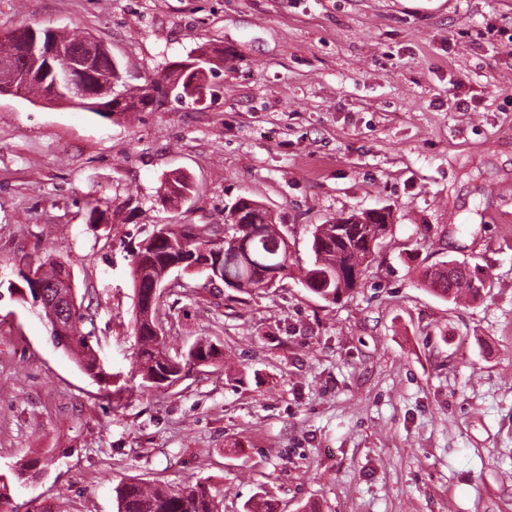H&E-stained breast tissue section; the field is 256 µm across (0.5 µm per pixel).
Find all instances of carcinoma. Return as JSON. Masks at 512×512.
I'll use <instances>...</instances> for the list:
<instances>
[{
    "mask_svg": "<svg viewBox=\"0 0 512 512\" xmlns=\"http://www.w3.org/2000/svg\"><path fill=\"white\" fill-rule=\"evenodd\" d=\"M98 73L101 77H112L116 90L124 98L123 111L140 112V104L149 96V87L132 89L127 85L121 68L115 67V61L104 57ZM166 81L174 84L173 95L182 103L190 94L187 91L185 75L182 72H170ZM191 191V185L184 175H177L169 186L164 188L162 200L172 203L179 202ZM244 214L239 222H234L233 211L224 214L227 225V236L216 242L211 236L197 231L193 224L167 225V238L147 239L134 253L131 270L132 285L140 282L143 266L146 263L164 266L170 256L172 244H182L186 252L201 251L223 252L221 267L224 278L236 279L239 285L236 290L248 293L269 287V283L280 280L288 275L290 256L276 249V243L282 238L279 225L275 224L272 215L257 202L239 199ZM389 213L371 214L362 212L340 218L329 224H320L312 231L311 252L313 267L307 271V279L320 276L319 286L311 289L317 295L327 293L339 298L342 293L352 291L357 284L341 274L352 272L356 266L366 271L375 256L371 249L377 235L385 232ZM422 281L434 294L442 299L455 301L464 290L475 298L480 295V286L475 284L474 277L456 275L448 278L436 275L432 268L427 267L422 273ZM88 317L76 308L73 319L67 326L65 338H57L58 343L70 351L77 365L90 376L103 382L109 378L104 373L97 352L92 345V331H84ZM157 323L155 313L137 304L135 316V332L138 336V347L135 352V375L141 379L140 387L152 390L156 387L155 377H165L162 361L163 342L154 335L153 324ZM113 492L124 506V512H218L213 499L199 484H186L173 488L147 487L134 480H122Z\"/></svg>",
    "mask_w": 512,
    "mask_h": 512,
    "instance_id": "1",
    "label": "carcinoma"
}]
</instances>
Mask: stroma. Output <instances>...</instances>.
Returning a JSON list of instances; mask_svg holds the SVG:
<instances>
[{
    "mask_svg": "<svg viewBox=\"0 0 512 512\" xmlns=\"http://www.w3.org/2000/svg\"><path fill=\"white\" fill-rule=\"evenodd\" d=\"M22 25L94 36L133 86L204 43L224 67L203 103L135 116L0 98V512H115L123 479L201 483L219 512H512V0H0V34ZM176 172L192 192L163 204ZM242 196L282 224L288 278L173 273L167 352L205 338L224 359L141 390L132 250ZM378 209L359 287L304 288L314 227ZM49 258L109 381L8 291ZM448 260L487 281L477 299L422 287Z\"/></svg>",
    "mask_w": 512,
    "mask_h": 512,
    "instance_id": "stroma-1",
    "label": "stroma"
}]
</instances>
